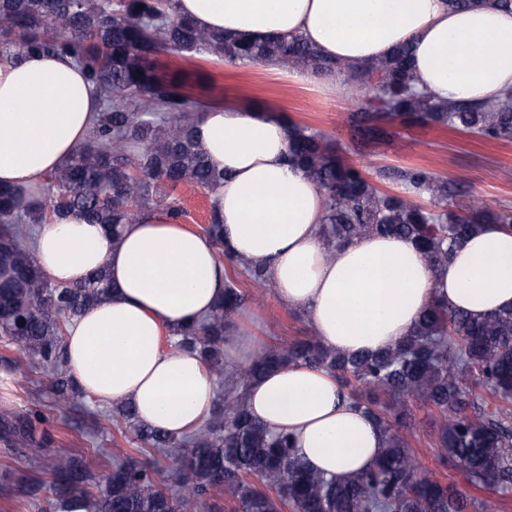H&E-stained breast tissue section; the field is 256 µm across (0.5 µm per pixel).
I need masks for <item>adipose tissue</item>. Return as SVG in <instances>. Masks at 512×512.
<instances>
[{
    "label": "adipose tissue",
    "instance_id": "adipose-tissue-1",
    "mask_svg": "<svg viewBox=\"0 0 512 512\" xmlns=\"http://www.w3.org/2000/svg\"><path fill=\"white\" fill-rule=\"evenodd\" d=\"M199 27L252 38L299 34L323 56L360 67L397 45L412 48L418 89L483 104L512 91V10L495 0L470 9L447 0H178ZM99 95L69 59L0 60V186H29L65 164L89 133ZM196 140L226 178L214 194L224 245L266 266L277 297L305 307L336 352L376 353L408 336L440 303L470 316L512 308V231L488 224L446 267L433 268L407 239L367 235L327 251L325 195L288 165V124L270 108L233 102L202 108ZM40 267L70 285L106 270L116 290L74 318L64 338L80 388L132 404L138 421L182 437L209 418L217 382L198 353L166 351L162 337L206 315L228 272L213 240L145 212L112 240L70 215L43 225ZM251 414L292 433L297 456L339 478L369 468L384 437L326 371L291 366L248 388Z\"/></svg>",
    "mask_w": 512,
    "mask_h": 512
}]
</instances>
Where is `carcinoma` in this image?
I'll use <instances>...</instances> for the list:
<instances>
[{
  "mask_svg": "<svg viewBox=\"0 0 512 512\" xmlns=\"http://www.w3.org/2000/svg\"><path fill=\"white\" fill-rule=\"evenodd\" d=\"M207 53L231 62H274L284 69L337 72L352 89L365 91L354 118L364 140L388 126L419 124L459 128L486 139L512 137V95L490 105L449 104L419 92L410 47L396 48L362 67L323 58L300 36L248 38L197 28L176 0H0V58L57 54L71 58L100 92L93 127L73 157L36 189L0 187V333L52 369L46 386L56 406L71 407L82 395L65 360L64 336L73 318L105 301V271L75 285H59L41 270L27 243L32 227L75 214L103 224L117 240L123 225L162 209L175 222L184 210L170 191L184 184L210 193L224 181L194 139L199 112L178 72L158 67L161 55ZM290 164L325 195L322 237L334 249L368 234L413 241L435 267L485 224L512 229V208L473 202L448 205V181L422 169L398 172L403 192H383L363 169L343 159L336 144L306 126L289 124ZM427 196L433 207L412 200ZM256 285L270 282L265 267L228 257ZM244 295L233 281L224 300L170 341L194 349L223 383L212 416L194 432L174 438L145 427L132 406L112 417L135 428L141 450L176 456V488L155 481L158 460L118 455L108 487L90 490L92 477L44 431L36 412L0 418V439L39 452L52 449L47 490L59 512H193L211 499L214 512H470L476 502L452 483L430 476L399 427L407 400L416 397L442 419L436 447L443 464L469 486L512 496V309L476 319L434 305L410 334L375 354L342 355L315 335L259 352L250 363L224 367V340ZM302 364L325 370L348 398L369 414L385 448L368 469L343 480L312 472L295 456L290 437L249 413L246 389L267 371ZM224 494V504L214 501Z\"/></svg>",
  "mask_w": 512,
  "mask_h": 512,
  "instance_id": "1",
  "label": "carcinoma"
}]
</instances>
